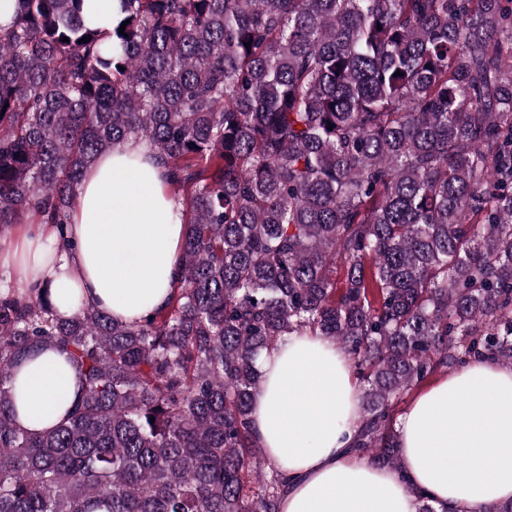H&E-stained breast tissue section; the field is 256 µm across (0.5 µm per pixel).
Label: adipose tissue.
Segmentation results:
<instances>
[{
    "label": "adipose tissue",
    "instance_id": "adipose-tissue-1",
    "mask_svg": "<svg viewBox=\"0 0 512 512\" xmlns=\"http://www.w3.org/2000/svg\"><path fill=\"white\" fill-rule=\"evenodd\" d=\"M185 230L152 150L126 142L87 168L64 231H28L0 267L49 288L60 317L82 303L135 322L166 304ZM259 367L252 426L286 482L281 512H416L418 490L448 512L512 502V368L474 362L418 394L397 424L394 470L349 451L361 398L335 341L287 337ZM80 391L65 356L31 355L13 380L17 420L54 428Z\"/></svg>",
    "mask_w": 512,
    "mask_h": 512
}]
</instances>
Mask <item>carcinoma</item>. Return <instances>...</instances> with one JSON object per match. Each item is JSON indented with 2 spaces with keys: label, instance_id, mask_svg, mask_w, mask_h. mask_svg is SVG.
Here are the masks:
<instances>
[{
  "label": "carcinoma",
  "instance_id": "cac0c4a2",
  "mask_svg": "<svg viewBox=\"0 0 512 512\" xmlns=\"http://www.w3.org/2000/svg\"><path fill=\"white\" fill-rule=\"evenodd\" d=\"M83 5L16 0L0 24V232L64 226L130 139L187 228L140 322L0 285V512H279L252 399L287 336L347 353L352 449L393 469L406 393L512 367V0H121L106 27ZM43 349L81 392L28 431L11 382Z\"/></svg>",
  "mask_w": 512,
  "mask_h": 512
}]
</instances>
